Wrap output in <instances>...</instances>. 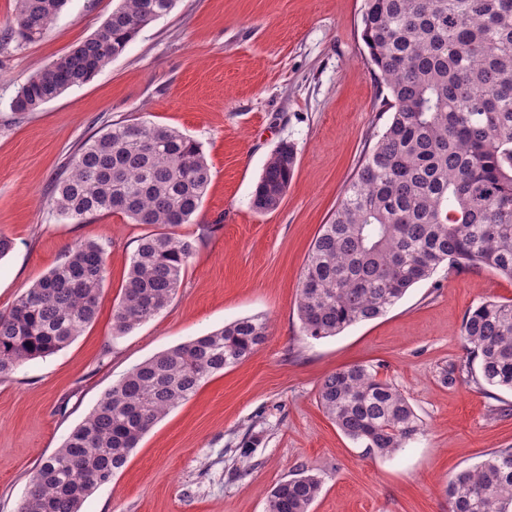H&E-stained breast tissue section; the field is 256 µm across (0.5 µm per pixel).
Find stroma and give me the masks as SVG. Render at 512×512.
Returning a JSON list of instances; mask_svg holds the SVG:
<instances>
[{"instance_id": "obj_1", "label": "stroma", "mask_w": 512, "mask_h": 512, "mask_svg": "<svg viewBox=\"0 0 512 512\" xmlns=\"http://www.w3.org/2000/svg\"><path fill=\"white\" fill-rule=\"evenodd\" d=\"M119 0H68L37 42H0V312L69 248H104L95 321L56 354L0 378V512H18L32 472L133 366L233 320L263 315L266 342L209 378L143 436L81 512H266L271 488L305 469L323 480L311 512H448L450 476L512 447V392L444 382L467 353L465 314L512 299V280L440 266L383 317L303 334L301 271L387 122L362 40L364 0H176L90 82L39 111H12L27 77L96 32ZM147 119L197 141L211 167L179 234L196 251L155 317L118 335L112 313L148 228L121 214L77 224L47 201L65 164L108 125ZM298 152L277 210L251 195L281 143ZM363 364L408 398L424 432L391 456L347 438L321 408L336 369ZM249 457H241V447Z\"/></svg>"}]
</instances>
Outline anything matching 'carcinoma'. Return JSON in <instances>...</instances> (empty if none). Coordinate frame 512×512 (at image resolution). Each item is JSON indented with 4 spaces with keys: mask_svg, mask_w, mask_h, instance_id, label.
Masks as SVG:
<instances>
[{
    "mask_svg": "<svg viewBox=\"0 0 512 512\" xmlns=\"http://www.w3.org/2000/svg\"><path fill=\"white\" fill-rule=\"evenodd\" d=\"M67 0H15L4 38L41 39ZM175 0H119L102 27L33 73L12 100L36 112L89 82ZM362 40L391 116L331 220L308 252L297 304L304 335L336 336L385 315L445 264L512 280V0H364ZM297 166L280 144L252 194L257 213L279 207ZM211 168L198 142L149 121L114 123L70 158L49 200L78 224L120 213L152 231L139 239L113 313L124 334L165 309L196 251L177 233L199 210ZM104 249L76 244L0 313V378L63 349L98 314ZM268 336L259 316L154 355L128 371L44 459L20 512H80L111 483L154 422L202 384L252 355ZM460 341L470 356L444 375L472 373L479 387L512 391V301L469 310ZM318 400L339 430L381 455L421 434L405 395L378 372L352 364L327 374ZM322 479L300 469L271 489L267 512H310ZM448 512H512V448L487 454L448 479Z\"/></svg>",
    "mask_w": 512,
    "mask_h": 512,
    "instance_id": "carcinoma-1",
    "label": "carcinoma"
}]
</instances>
